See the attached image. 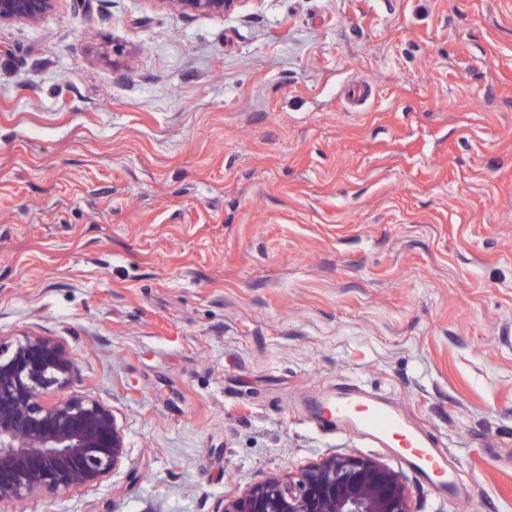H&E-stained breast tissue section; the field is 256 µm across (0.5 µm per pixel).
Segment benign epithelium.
I'll return each mask as SVG.
<instances>
[{"label":"benign epithelium","instance_id":"benign-epithelium-1","mask_svg":"<svg viewBox=\"0 0 512 512\" xmlns=\"http://www.w3.org/2000/svg\"><path fill=\"white\" fill-rule=\"evenodd\" d=\"M180 14H222L240 0H157ZM56 0H0V22L38 24ZM74 369L53 338L0 343V504L49 492L92 488L125 457V438L112 411L86 396L48 398ZM216 512H415L405 478L383 461L334 454L296 476L270 478Z\"/></svg>","mask_w":512,"mask_h":512}]
</instances>
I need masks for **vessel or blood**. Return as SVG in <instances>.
I'll list each match as a JSON object with an SVG mask.
<instances>
[{"label": "vessel or blood", "instance_id": "obj_1", "mask_svg": "<svg viewBox=\"0 0 512 512\" xmlns=\"http://www.w3.org/2000/svg\"><path fill=\"white\" fill-rule=\"evenodd\" d=\"M324 426L341 425L354 430L379 445L398 438L405 457L425 480L438 491H454L455 480L448 471L445 456L429 437L415 428L394 406L378 396L364 393L327 395L316 405Z\"/></svg>", "mask_w": 512, "mask_h": 512}]
</instances>
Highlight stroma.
<instances>
[{"label":"stroma","mask_w":512,"mask_h":512,"mask_svg":"<svg viewBox=\"0 0 512 512\" xmlns=\"http://www.w3.org/2000/svg\"><path fill=\"white\" fill-rule=\"evenodd\" d=\"M33 334L127 455L6 512H214L334 453L401 473L416 512H512V0L0 23V342ZM343 383L465 492L319 429L305 406Z\"/></svg>","instance_id":"stroma-1"}]
</instances>
